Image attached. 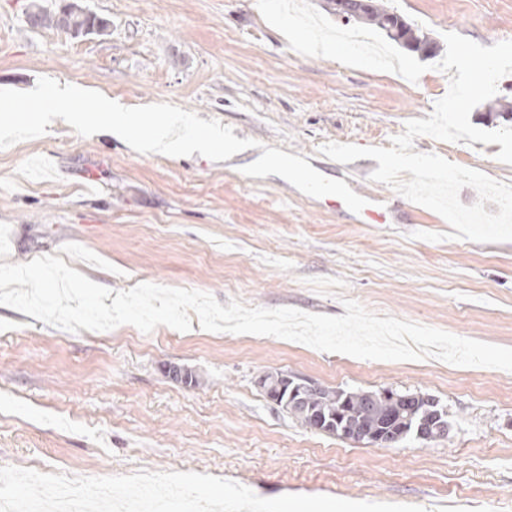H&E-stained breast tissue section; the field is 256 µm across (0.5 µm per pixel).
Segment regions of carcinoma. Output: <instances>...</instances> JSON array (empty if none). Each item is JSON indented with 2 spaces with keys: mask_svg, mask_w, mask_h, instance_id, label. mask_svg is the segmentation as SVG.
Masks as SVG:
<instances>
[{
  "mask_svg": "<svg viewBox=\"0 0 512 512\" xmlns=\"http://www.w3.org/2000/svg\"><path fill=\"white\" fill-rule=\"evenodd\" d=\"M31 27L62 29L66 26L82 29L87 26V10L76 2L65 5V12L48 11L35 4L27 13ZM357 21L374 26L400 46L427 56L435 54L436 47L419 27L407 22L401 15L389 10L384 0H372L369 12L357 17ZM308 410L298 412L295 418L305 428H310V411L321 414L325 420L336 424V435L355 427L363 433L379 439L387 435L400 443L416 433L426 414L432 410L424 399L411 412L381 392L346 391L332 389L317 395L308 394Z\"/></svg>",
  "mask_w": 512,
  "mask_h": 512,
  "instance_id": "cac0c4a2",
  "label": "carcinoma"
}]
</instances>
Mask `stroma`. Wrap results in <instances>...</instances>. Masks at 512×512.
<instances>
[{"mask_svg":"<svg viewBox=\"0 0 512 512\" xmlns=\"http://www.w3.org/2000/svg\"><path fill=\"white\" fill-rule=\"evenodd\" d=\"M104 35L32 30V4L0 0V88L39 77L135 107L171 103L233 128L257 148L215 162L140 154L106 132L55 119L43 136L0 149V254L53 255L109 289L147 282L264 308L344 315L343 299L380 315L512 348V242H428L445 232L401 200L388 224H356L283 178L241 168L261 146L342 178L327 142L391 148L427 118L448 75L418 82L301 55L256 0H79ZM444 46L445 33L512 40V0H387ZM418 152L512 184L499 144L415 139ZM176 365L198 379L173 380ZM348 391L421 392L448 413L445 437L363 445L301 426L268 401L265 372ZM73 411L74 423L56 412ZM71 477L139 470L211 474L263 498L286 494L512 512V372L436 358L374 361L270 336L131 325L72 333L0 306V466Z\"/></svg>","mask_w":512,"mask_h":512,"instance_id":"1","label":"stroma"}]
</instances>
